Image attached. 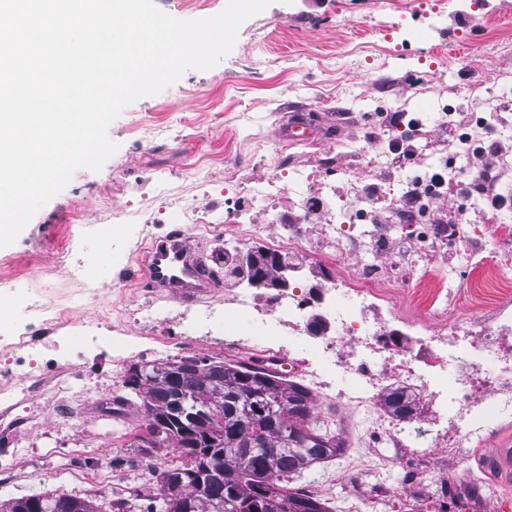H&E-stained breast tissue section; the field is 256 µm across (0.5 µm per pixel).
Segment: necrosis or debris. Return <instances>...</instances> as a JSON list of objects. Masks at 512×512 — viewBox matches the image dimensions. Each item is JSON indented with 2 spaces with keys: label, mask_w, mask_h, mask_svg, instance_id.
<instances>
[{
  "label": "necrosis or debris",
  "mask_w": 512,
  "mask_h": 512,
  "mask_svg": "<svg viewBox=\"0 0 512 512\" xmlns=\"http://www.w3.org/2000/svg\"><path fill=\"white\" fill-rule=\"evenodd\" d=\"M472 233L463 241L454 225L411 224L406 236L412 249L394 253L383 225H374L367 235L353 224L326 226L325 238L337 249L379 254L378 262L358 263L347 276L334 280L327 308L336 335L326 343L325 355L293 359L288 371L308 380L316 399L341 408L333 427L339 437L352 438L358 449L345 459L342 471H379L381 456L363 457L360 449L403 448L408 440L426 435L423 428L402 426L381 409V396L394 387L415 394L437 414L442 427L430 436L431 445L451 464L464 449L483 447L492 423L512 420V318L503 308L489 315L454 317L461 291L441 287L427 295L437 326L421 337L418 349L400 348L386 330L400 289L444 270L448 245L460 243L472 251L475 238L482 235L480 225H473ZM224 308L253 311L262 334L250 346L252 357L276 365L284 353L275 338L284 335L290 344H301L305 318L318 305L293 288L255 296L235 287L225 292ZM28 318L52 333L55 350L65 349L64 332L72 324L68 309L36 302L29 306Z\"/></svg>",
  "instance_id": "4bbe7bcc"
}]
</instances>
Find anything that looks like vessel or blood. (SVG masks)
<instances>
[{
  "label": "vessel or blood",
  "mask_w": 512,
  "mask_h": 512,
  "mask_svg": "<svg viewBox=\"0 0 512 512\" xmlns=\"http://www.w3.org/2000/svg\"><path fill=\"white\" fill-rule=\"evenodd\" d=\"M145 279L153 287L174 289L186 296L214 286L204 265L194 260L186 236L177 230L158 243Z\"/></svg>",
  "instance_id": "b4317fda"
}]
</instances>
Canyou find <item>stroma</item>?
<instances>
[{
	"label": "stroma",
	"instance_id": "35a3bbf8",
	"mask_svg": "<svg viewBox=\"0 0 512 512\" xmlns=\"http://www.w3.org/2000/svg\"><path fill=\"white\" fill-rule=\"evenodd\" d=\"M512 0H489L488 7H465L445 0L440 14L427 12L422 0H273L239 28L232 51L215 67L187 70L163 92L123 109L108 129L117 151L100 170H76L69 184L40 208L15 243L0 247V271H15L0 301V370L17 366L6 339L25 328V310L34 300L67 304L75 323L65 354L38 346L33 358L50 387L65 382L68 401L50 387L34 398L0 400V503L58 490L90 498L105 512H142L162 496L155 477L141 468L155 461L167 466L181 459L168 448L142 447V401L123 382L129 368L185 357L244 362L225 349L224 339L252 338L256 327L244 311L225 313L224 291L234 280L220 256L225 234L250 214L264 246L278 218L303 227L312 254L298 287L307 289L344 275L353 255L323 254L320 227L345 224L356 199L302 186L298 172L325 168V179L344 192L345 179L362 182L364 196L378 190L403 194L415 180L440 168L460 187L477 176L484 160L459 152L448 136L450 115L463 114L464 133L502 145L492 159L500 176L496 191L512 196ZM391 29L384 37L383 29ZM309 117L325 129L322 140L288 143L280 135L290 116ZM416 121V158L399 167L385 160L390 140ZM156 128L154 138L138 132ZM287 150L281 174L287 192L267 208L236 196V177L267 178L279 150ZM199 200L217 220L211 232L196 234L183 221L175 198ZM81 206L88 233L77 257L82 282H73L56 265L53 243ZM461 212V230L475 224H511L512 209L498 215L485 210L480 195L444 194L431 205L435 217ZM183 229L206 259L218 290L205 301L186 302L145 284L132 254L143 238L159 242ZM512 241L493 235L483 244L484 259L472 263L465 253L451 256L438 282L462 285L458 316L473 314L474 300L484 307L512 301V275L492 262ZM37 265H29V256ZM143 312L164 311L163 322L147 331L121 321L118 299ZM97 327L104 343L91 346L83 325ZM496 448L512 449V422L499 425L486 445L441 470L434 448L422 441L417 463L429 487L431 512H512V477H503L492 457ZM488 471L498 492L490 499L470 494L469 485ZM403 468L391 462L381 476L348 475L336 485L331 512H418L416 498L400 494ZM383 482L395 491L380 501L368 490Z\"/></svg>",
	"mask_w": 512,
	"mask_h": 512
}]
</instances>
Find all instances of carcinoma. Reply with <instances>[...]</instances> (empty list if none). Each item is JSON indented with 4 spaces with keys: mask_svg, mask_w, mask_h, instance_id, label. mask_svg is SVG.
I'll list each match as a JSON object with an SVG mask.
<instances>
[{
    "mask_svg": "<svg viewBox=\"0 0 512 512\" xmlns=\"http://www.w3.org/2000/svg\"><path fill=\"white\" fill-rule=\"evenodd\" d=\"M201 373L189 379L196 385L224 386V403L208 409L214 424L231 415L237 399L246 396L259 425L246 422L224 429V435L200 437L187 445L179 434L164 435L161 446L170 447L183 461L158 474L163 498L145 512H216L229 504V512H330L326 503L307 494L292 481L315 465L338 456L344 441L327 431L315 413L314 398L302 385L286 381L275 372L252 364H232L200 358ZM142 397L145 429L150 433L165 419L159 395L170 390L157 376L126 379ZM385 406L402 420L414 410L404 391L385 394ZM218 462L220 478L205 475ZM183 481L182 498L175 501L171 482ZM0 512H101L94 501L66 494L41 493L0 503Z\"/></svg>",
    "mask_w": 512,
    "mask_h": 512,
    "instance_id": "carcinoma-1",
    "label": "carcinoma"
}]
</instances>
